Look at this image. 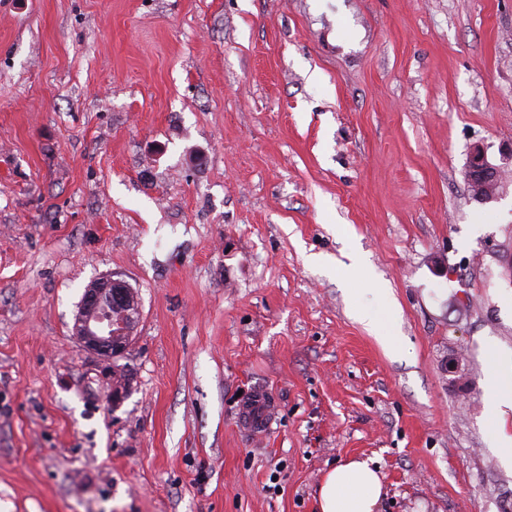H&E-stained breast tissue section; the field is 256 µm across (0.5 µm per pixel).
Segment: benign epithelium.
Wrapping results in <instances>:
<instances>
[{"label": "benign epithelium", "instance_id": "1", "mask_svg": "<svg viewBox=\"0 0 512 512\" xmlns=\"http://www.w3.org/2000/svg\"><path fill=\"white\" fill-rule=\"evenodd\" d=\"M501 175L502 170L488 161L481 148H473L465 178L476 199L486 200L483 188ZM139 315L138 296L131 287L121 279L102 278L85 290L75 318V335L85 349L112 359L125 351Z\"/></svg>", "mask_w": 512, "mask_h": 512}]
</instances>
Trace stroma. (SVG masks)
<instances>
[{
    "label": "stroma",
    "mask_w": 512,
    "mask_h": 512,
    "mask_svg": "<svg viewBox=\"0 0 512 512\" xmlns=\"http://www.w3.org/2000/svg\"><path fill=\"white\" fill-rule=\"evenodd\" d=\"M109 276L115 362L73 334ZM509 371L512 0H0L10 512H316L349 458L381 512H512ZM502 175L500 168L492 165L484 151L475 147L469 154L467 165L465 167V178L472 189L473 196L480 201H488L493 197L486 198L482 195L483 188L492 182H495ZM139 315L138 296L131 287L121 279L102 278L85 290L75 335L85 349L112 359L125 351ZM490 392L494 395V414L500 419H504L507 410L512 411V377L493 380L490 386ZM263 390H257L253 394L254 401L259 402L263 405L261 414L257 416L244 418L241 422V428L243 431L248 433H260L263 434L269 430L272 423L273 411L266 405L265 395Z\"/></svg>",
    "instance_id": "1"
}]
</instances>
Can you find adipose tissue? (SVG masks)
Listing matches in <instances>:
<instances>
[{"label":"adipose tissue","instance_id":"adipose-tissue-1","mask_svg":"<svg viewBox=\"0 0 512 512\" xmlns=\"http://www.w3.org/2000/svg\"><path fill=\"white\" fill-rule=\"evenodd\" d=\"M383 483L370 461L345 460L323 475L317 497L319 512H378Z\"/></svg>","mask_w":512,"mask_h":512}]
</instances>
